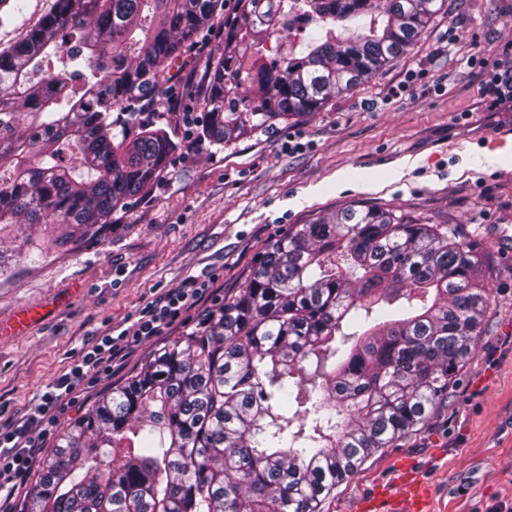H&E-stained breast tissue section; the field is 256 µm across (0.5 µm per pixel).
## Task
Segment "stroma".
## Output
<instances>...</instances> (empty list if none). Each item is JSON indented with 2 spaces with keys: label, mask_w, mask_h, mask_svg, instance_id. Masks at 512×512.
Segmentation results:
<instances>
[{
  "label": "stroma",
  "mask_w": 512,
  "mask_h": 512,
  "mask_svg": "<svg viewBox=\"0 0 512 512\" xmlns=\"http://www.w3.org/2000/svg\"><path fill=\"white\" fill-rule=\"evenodd\" d=\"M512 42V0H446L418 43L369 83L322 112L217 147L181 142L166 171L114 227L97 237L68 224L0 233V401L5 416L33 409L94 336L126 327L154 293L206 273L225 295L243 286L265 245L289 225L351 204L393 208L427 224H457L490 249L488 329L448 388V406L379 450L337 485L321 512H354L376 484L406 465L432 489L433 512L512 506V161H497L498 127L512 106L480 103L481 74L466 56ZM424 85L391 91L414 72ZM442 83L444 94L431 92ZM199 82H168L155 105L182 120L200 111ZM303 149L287 151L292 134ZM39 317L21 326L19 310ZM102 375L70 406L68 428L103 394L140 371Z\"/></svg>",
  "instance_id": "35a3bbf8"
}]
</instances>
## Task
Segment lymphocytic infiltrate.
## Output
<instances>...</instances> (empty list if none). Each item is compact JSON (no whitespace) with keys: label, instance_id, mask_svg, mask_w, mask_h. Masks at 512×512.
<instances>
[{"label":"lymphocytic infiltrate","instance_id":"f902f5d3","mask_svg":"<svg viewBox=\"0 0 512 512\" xmlns=\"http://www.w3.org/2000/svg\"><path fill=\"white\" fill-rule=\"evenodd\" d=\"M471 64L483 78L482 102L491 109L512 103V43L473 56ZM217 276L192 280L143 303L119 333L105 332L80 351L66 372L48 383L34 408L0 424V512H17L30 491L31 465L69 406L97 384L101 375L120 373L137 347L156 342L192 315L205 313Z\"/></svg>","mask_w":512,"mask_h":512}]
</instances>
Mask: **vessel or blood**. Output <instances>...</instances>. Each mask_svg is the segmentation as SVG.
Instances as JSON below:
<instances>
[{
  "label": "vessel or blood",
  "instance_id": "b4317fda",
  "mask_svg": "<svg viewBox=\"0 0 512 512\" xmlns=\"http://www.w3.org/2000/svg\"><path fill=\"white\" fill-rule=\"evenodd\" d=\"M355 512H432L429 486L418 470L402 468L392 485H377Z\"/></svg>",
  "mask_w": 512,
  "mask_h": 512
}]
</instances>
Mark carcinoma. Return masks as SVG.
Instances as JSON below:
<instances>
[{"label": "carcinoma", "mask_w": 512, "mask_h": 512, "mask_svg": "<svg viewBox=\"0 0 512 512\" xmlns=\"http://www.w3.org/2000/svg\"><path fill=\"white\" fill-rule=\"evenodd\" d=\"M445 0H51L0 43V224L98 235L178 150L146 115L224 20L199 135L217 146L324 110L400 61ZM0 0V27L23 14ZM312 28L300 52L263 43ZM485 250L456 224L364 205L292 224L197 330L71 425L24 512H320L426 424L486 328Z\"/></svg>", "instance_id": "carcinoma-1"}]
</instances>
